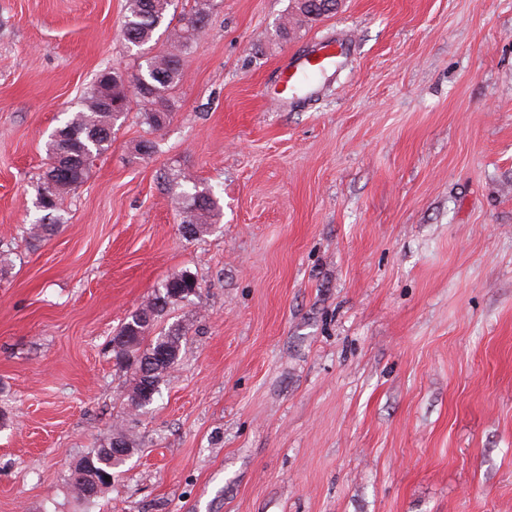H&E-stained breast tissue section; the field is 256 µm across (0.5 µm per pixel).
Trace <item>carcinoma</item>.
Returning <instances> with one entry per match:
<instances>
[{"mask_svg":"<svg viewBox=\"0 0 512 512\" xmlns=\"http://www.w3.org/2000/svg\"><path fill=\"white\" fill-rule=\"evenodd\" d=\"M337 0H324L317 6L311 0H297V15L315 19L336 9ZM214 0H197L190 8L177 9L175 0H128V12L123 25V38L133 47H141L151 41L156 30L162 28L168 39L187 49L198 39L207 25ZM147 83L138 87L116 70H104L96 78L92 88L80 102L63 126L57 129L47 144V162L39 177L37 200L41 202L44 215L37 224L26 228L30 239L41 241L62 224L61 212L66 197L86 180L94 162L112 146V130L115 122L127 109L130 95L144 103L143 118L151 130H163L172 117L169 91L180 81L181 56L169 54L146 60L143 73ZM119 102L112 109L100 108L104 98ZM182 201L181 230L188 238L207 232L219 215L217 198L209 190L196 191L190 195L174 194ZM199 285L187 271L172 274L139 309L132 312L117 329L116 335L129 336L137 343L134 356V378L130 392H141L139 406H150L159 394L161 381L150 382L151 388H140L144 376L143 365L153 367L159 356L168 354L162 367V378L177 361L182 329L171 326L159 336H152V327L166 315L169 306L196 294ZM125 439L127 447H135L134 439L118 428L107 442L81 457L69 475V484L77 500L92 504L111 485L112 445L116 438Z\"/></svg>","mask_w":512,"mask_h":512,"instance_id":"obj_1","label":"carcinoma"}]
</instances>
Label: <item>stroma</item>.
<instances>
[{
	"mask_svg": "<svg viewBox=\"0 0 512 512\" xmlns=\"http://www.w3.org/2000/svg\"><path fill=\"white\" fill-rule=\"evenodd\" d=\"M127 0H0V512H512V0H221L155 153L138 102L38 247L51 132L100 71L172 52ZM347 56L273 108L317 44ZM221 216L180 229L170 180ZM178 360L146 409L114 330L171 275ZM120 426L113 431L111 437L104 444L93 448L85 456L81 457L74 470L69 475V484L74 491L77 500L85 505L92 504L107 489L112 482L105 479V476L114 478L112 468L113 440L116 438L125 439L126 447L135 449L134 439L123 431ZM131 437V438H130Z\"/></svg>",
	"mask_w": 512,
	"mask_h": 512,
	"instance_id": "1",
	"label": "stroma"
}]
</instances>
